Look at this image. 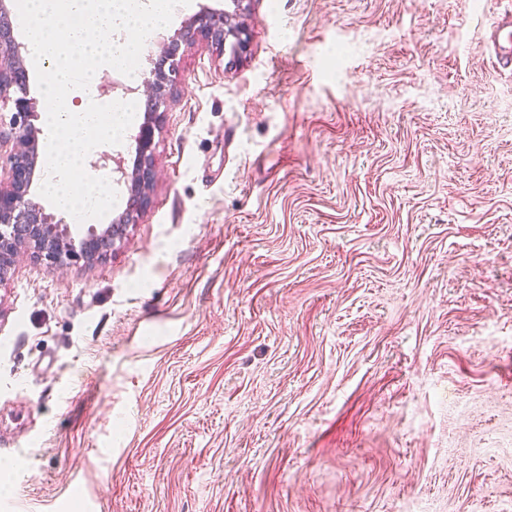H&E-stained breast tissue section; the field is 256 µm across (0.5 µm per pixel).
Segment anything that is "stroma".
I'll return each instance as SVG.
<instances>
[{"label": "stroma", "mask_w": 512, "mask_h": 512, "mask_svg": "<svg viewBox=\"0 0 512 512\" xmlns=\"http://www.w3.org/2000/svg\"><path fill=\"white\" fill-rule=\"evenodd\" d=\"M500 0H246L146 207L0 282V512H512ZM488 44L494 65L512 71V6L490 22Z\"/></svg>", "instance_id": "1"}]
</instances>
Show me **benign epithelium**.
<instances>
[{"label": "benign epithelium", "instance_id": "obj_1", "mask_svg": "<svg viewBox=\"0 0 512 512\" xmlns=\"http://www.w3.org/2000/svg\"><path fill=\"white\" fill-rule=\"evenodd\" d=\"M205 39L220 51L233 55L247 52L250 33L247 26L232 21L231 15L203 11L178 30L166 46L164 64L144 74L134 88H122L126 94L144 95L148 107L145 125L135 136L139 164L132 172L112 167V154L103 152L90 161L96 171L120 174L119 180L130 182L131 199L127 213L99 230L70 226L54 216L30 197L37 167V118L29 88L24 54L26 46L16 40L6 0H0V109L10 113L12 146L6 156L7 182L0 181V280L5 278L18 254L27 249L59 266L71 262H90L112 250L120 225L133 220L146 203V189L154 180L150 164L156 118L166 107V87L179 74V51Z\"/></svg>", "mask_w": 512, "mask_h": 512}]
</instances>
